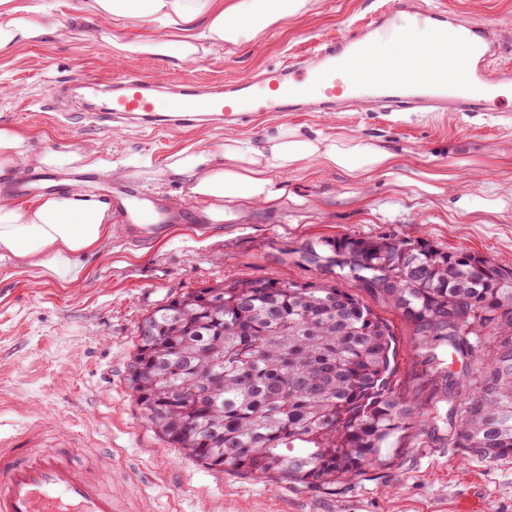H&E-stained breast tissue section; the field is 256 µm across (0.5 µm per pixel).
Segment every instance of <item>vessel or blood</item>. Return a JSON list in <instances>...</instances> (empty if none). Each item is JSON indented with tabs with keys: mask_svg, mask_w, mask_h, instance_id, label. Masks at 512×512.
<instances>
[{
	"mask_svg": "<svg viewBox=\"0 0 512 512\" xmlns=\"http://www.w3.org/2000/svg\"><path fill=\"white\" fill-rule=\"evenodd\" d=\"M436 28L468 51L459 80L434 77L412 83L386 71L378 78L358 68L380 40L407 30ZM503 50L490 28L461 15L429 6L413 8L389 0L366 22H354L340 35L320 41L306 55L261 70L247 80L217 87L186 83L160 101V85L129 73L101 97L93 125L135 122L141 129L191 128L209 120L240 123L260 112H341L362 100L388 112H488L497 94L512 87V68L496 65ZM112 207L130 234H155L181 214L159 201H144L132 183L112 187ZM0 512H126L123 502L94 473L77 469L66 449L36 452L0 448Z\"/></svg>",
	"mask_w": 512,
	"mask_h": 512,
	"instance_id": "1",
	"label": "vessel or blood"
}]
</instances>
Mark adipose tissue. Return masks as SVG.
<instances>
[{
    "mask_svg": "<svg viewBox=\"0 0 512 512\" xmlns=\"http://www.w3.org/2000/svg\"><path fill=\"white\" fill-rule=\"evenodd\" d=\"M312 7L313 0H82L90 16L146 29V36L136 40L110 38L113 50L128 57L166 58L177 67L198 62L211 49L256 39ZM71 34L68 23L53 18L43 0H0V59L49 37ZM384 61L401 65L403 76L413 80L437 74L453 78L462 72L465 54L443 45L437 31L426 30L378 43L363 64L377 75ZM405 164L403 155L371 139L311 135L278 125L256 139L229 134L201 148L178 151L167 158L165 173L185 184L210 218L220 222L236 209L279 207L289 197L285 175L291 171H337L364 185ZM33 165L67 173L96 167L97 161L91 149L35 150L30 136L0 124V181L10 182ZM116 231L111 202L78 186L32 202L0 195V265L24 262L64 286L85 278L81 255Z\"/></svg>",
    "mask_w": 512,
    "mask_h": 512,
    "instance_id": "ef3b65f1",
    "label": "adipose tissue"
}]
</instances>
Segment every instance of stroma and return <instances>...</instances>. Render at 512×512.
Masks as SVG:
<instances>
[{"mask_svg": "<svg viewBox=\"0 0 512 512\" xmlns=\"http://www.w3.org/2000/svg\"><path fill=\"white\" fill-rule=\"evenodd\" d=\"M314 2L310 13L258 39L212 49L179 69L164 58L115 53L99 37L102 21L82 13L80 0H52L59 17L75 19L78 37L0 59V82L11 88L0 94V123L28 131L39 149L97 150L104 169L96 174L95 194L106 195L112 185L109 167L146 162L153 176L140 183L146 193L203 211L185 185L167 179L165 160L227 130L215 124L99 130L80 113L79 99H57L61 82L85 71L116 82L132 69L170 87L248 78L309 53L347 24L370 18L386 0ZM423 2L497 25L512 64V0ZM279 124L370 138L401 152L408 167L365 186L338 172L319 178L289 172L296 200L274 210H244L218 224L174 223L145 240L117 233L84 257L88 275L72 286L25 266H0V436L16 448L66 447L81 469L97 456L110 466L113 489L143 512H512V459L487 462L424 428L421 447L402 449L390 464L333 489H301L208 469L170 447L143 416L128 381L135 332L173 296L242 278L322 282L323 272L301 261L300 252L343 236L420 237L512 267V88L493 112H378L357 102L339 113L262 112L230 131L256 138ZM440 169L452 174L441 193L418 192L408 183ZM461 200L467 209L458 208ZM337 285L392 323L398 378L412 388L418 356L410 326L372 289L344 278Z\"/></svg>", "mask_w": 512, "mask_h": 512, "instance_id": "obj_1", "label": "stroma"}]
</instances>
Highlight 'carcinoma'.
Returning a JSON list of instances; mask_svg holds the SVG:
<instances>
[{
	"label": "carcinoma",
	"instance_id": "carcinoma-1",
	"mask_svg": "<svg viewBox=\"0 0 512 512\" xmlns=\"http://www.w3.org/2000/svg\"><path fill=\"white\" fill-rule=\"evenodd\" d=\"M325 238L375 287L422 353L399 387L388 321L330 284L241 279L195 288L144 318L129 383L151 427L210 469L336 488L413 448L420 425L489 462L512 458V280L490 258L426 240ZM497 337L493 350L483 336ZM461 362L453 372L438 350ZM431 395L448 403L432 411Z\"/></svg>",
	"mask_w": 512,
	"mask_h": 512
}]
</instances>
